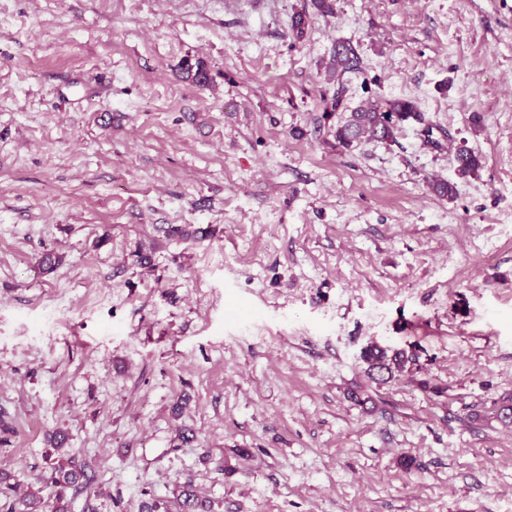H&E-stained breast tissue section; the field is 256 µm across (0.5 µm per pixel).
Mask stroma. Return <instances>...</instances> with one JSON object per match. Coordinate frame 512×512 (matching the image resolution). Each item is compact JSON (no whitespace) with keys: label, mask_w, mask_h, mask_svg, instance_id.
I'll return each mask as SVG.
<instances>
[{"label":"stroma","mask_w":512,"mask_h":512,"mask_svg":"<svg viewBox=\"0 0 512 512\" xmlns=\"http://www.w3.org/2000/svg\"><path fill=\"white\" fill-rule=\"evenodd\" d=\"M310 7L0 0L18 492L52 496L61 432L92 479L72 512H180L186 483L209 512H512V0ZM339 40L364 71L346 108L415 99L434 144L408 122L337 146ZM372 343L418 362L375 383Z\"/></svg>","instance_id":"obj_1"}]
</instances>
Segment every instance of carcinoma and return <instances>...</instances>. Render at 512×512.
Wrapping results in <instances>:
<instances>
[{"label":"carcinoma","instance_id":"cac0c4a2","mask_svg":"<svg viewBox=\"0 0 512 512\" xmlns=\"http://www.w3.org/2000/svg\"><path fill=\"white\" fill-rule=\"evenodd\" d=\"M362 71L360 61L354 48L345 41H338L333 46L330 56V76L341 78L345 74ZM423 125L425 140L432 141L433 127L426 123V118L417 102L411 99H376L367 107L353 111L346 120L336 126V143L344 149H351L362 140L380 142L394 141L396 130L407 121ZM458 175L467 177L481 167V158L471 150L461 149L458 156ZM362 359L371 370L393 379L413 369L417 362L414 353L405 349H391L380 345H370L362 353ZM57 457L52 459L48 482L55 488L51 512H71V500L67 498L70 489L86 488L90 477L85 468L75 458L64 451V439L53 442ZM16 485L11 483V475L0 472V496L5 497V512H45V501L37 492H30L18 498H12ZM182 512H199L202 508L190 485L183 486L180 493Z\"/></svg>","mask_w":512,"mask_h":512}]
</instances>
